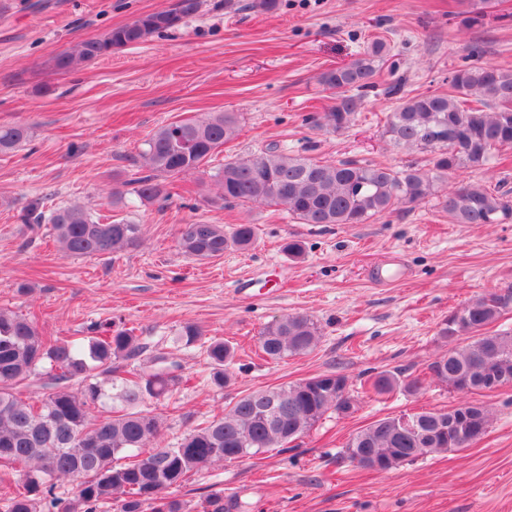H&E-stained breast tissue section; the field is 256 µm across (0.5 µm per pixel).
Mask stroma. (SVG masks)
Masks as SVG:
<instances>
[{"mask_svg": "<svg viewBox=\"0 0 512 512\" xmlns=\"http://www.w3.org/2000/svg\"><path fill=\"white\" fill-rule=\"evenodd\" d=\"M255 0H201L178 28L61 74L49 62L73 42L103 35L177 0H0V123L29 126L30 140L0 154V307L36 321L42 335L72 336L89 321L119 317L151 337L180 366L184 383L158 404L165 439L196 416L223 413L238 397L314 375L345 376L352 387L380 372L422 378L416 392L358 397L345 416L330 412L293 448L203 467L172 491L188 512L220 498L224 512H512V384L473 394L492 413L487 435L470 448L425 456L385 471L356 468L338 455L349 438L387 415L446 409L462 393L429 381L428 366L446 353L441 321L470 299L512 289V219L453 224L428 201L369 224L295 223L266 206H212L209 173L172 181L163 206L141 203L129 186V158L157 128L207 112H236L238 136L210 163L275 145L322 160L356 159L403 166L424 154L383 136L406 94L442 92L450 72L468 64L512 70V0H493L483 25L463 24V0H279L266 12ZM377 36L392 46L390 67L367 91L348 129L328 133L304 117L323 112L332 94L319 82ZM122 188L113 205L109 193ZM47 208H87L109 222L142 225L140 246L111 257H69L17 216L32 199ZM207 222L257 227V244L198 261L177 248L180 225ZM301 241L305 256L281 249ZM405 279L379 283L378 266ZM251 279V295L235 285ZM27 294H18L19 286ZM307 314L321 329L310 353L272 362L255 353L268 323ZM224 338L239 366L224 391L203 382L205 360L176 341L184 323Z\"/></svg>", "mask_w": 512, "mask_h": 512, "instance_id": "1", "label": "stroma"}]
</instances>
